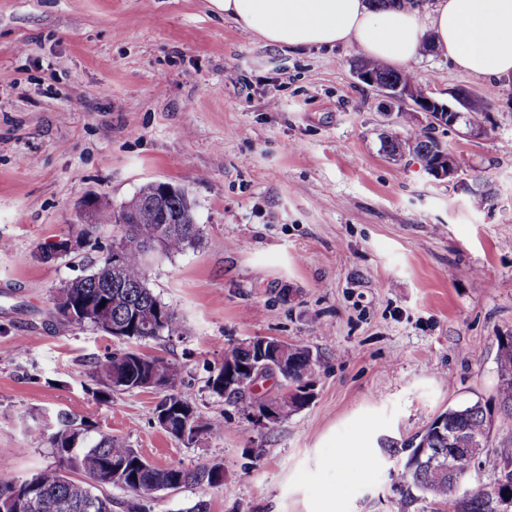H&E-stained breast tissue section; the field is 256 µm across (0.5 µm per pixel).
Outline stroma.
<instances>
[{"label": "stroma", "mask_w": 512, "mask_h": 512, "mask_svg": "<svg viewBox=\"0 0 512 512\" xmlns=\"http://www.w3.org/2000/svg\"><path fill=\"white\" fill-rule=\"evenodd\" d=\"M353 46L284 50L209 0H0V460L13 478L52 465L32 430L63 409L90 437L125 439L151 463H221L219 486L159 493L153 512H399L389 453L447 408L495 396L498 336L512 332V77L437 53L405 66L428 96L483 98L487 133L438 128L456 183L379 135L400 105L361 83ZM149 181L183 187L200 245L155 261L149 286L187 336L141 343L182 369L198 414L223 431L187 444L153 410L161 392L103 398L92 363L122 342L60 323L53 296L115 236L71 254L89 200L120 206ZM267 336L319 358L314 395L261 425L207 380L237 341ZM359 467L342 466L347 454Z\"/></svg>", "instance_id": "stroma-1"}]
</instances>
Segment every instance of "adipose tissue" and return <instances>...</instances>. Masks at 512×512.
Masks as SVG:
<instances>
[{
    "label": "adipose tissue",
    "instance_id": "1",
    "mask_svg": "<svg viewBox=\"0 0 512 512\" xmlns=\"http://www.w3.org/2000/svg\"><path fill=\"white\" fill-rule=\"evenodd\" d=\"M225 19L280 48L353 44L401 65L424 39L463 71L512 76V0H435L431 12L390 0H210Z\"/></svg>",
    "mask_w": 512,
    "mask_h": 512
}]
</instances>
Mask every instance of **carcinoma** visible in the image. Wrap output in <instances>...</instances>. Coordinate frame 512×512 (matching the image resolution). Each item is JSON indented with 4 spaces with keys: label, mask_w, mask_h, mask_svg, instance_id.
<instances>
[{
    "label": "carcinoma",
    "mask_w": 512,
    "mask_h": 512,
    "mask_svg": "<svg viewBox=\"0 0 512 512\" xmlns=\"http://www.w3.org/2000/svg\"><path fill=\"white\" fill-rule=\"evenodd\" d=\"M356 67L364 70L378 86L408 89L419 99H426L424 88L407 72L393 71L374 60L360 57ZM402 132L382 137V149L391 158H401L404 152L418 159L424 169L432 174L444 168L448 143L435 135L436 126L429 124L417 129L397 113ZM136 206V220L131 224L115 223V209L108 205L94 208V224L80 230L84 239L92 236L98 227L112 225L118 229L117 239L125 248V263L120 283L105 288L108 269L107 256H101L91 273L73 279V287L59 288L54 295V306L63 307L78 299L110 302L109 318L114 325L130 323L140 316L151 317L155 324L118 337L120 341L143 342L161 337L181 338L187 335L186 326L175 309L164 303L150 288L148 267L144 261L147 241L160 224L161 210L165 209L177 218L173 230L167 236L163 252L167 257L181 254L199 245L202 230L197 228L194 215L195 203L186 202L182 195L160 196L153 182L142 185L130 200ZM290 350L288 368L279 372V378L288 389H296L295 395L282 398L281 419L298 412L305 404L301 391L314 384L317 364L311 351L304 345H288ZM497 386L495 401L497 411L488 403L477 400L473 403L448 408L440 416L448 420V430L457 433L462 445L474 440V447L482 452H492L497 460L494 480L474 488L473 496L465 499L455 497L450 473H461L463 463L448 440L427 428L404 445L395 448L392 455L405 452L404 469L401 473L403 485L399 489L401 512H408L416 501L432 506L443 505L455 512H500L504 495L512 497V440L490 448L489 439L494 414L500 422H512V334L497 338ZM153 370L164 380V396L155 410L180 406L190 412L186 420L188 439L201 433L224 429V424L212 421L201 422L196 414L192 394L181 389V369L174 363L157 356L137 354L123 350L107 354L95 361L94 373L106 392L130 391L139 388L145 371ZM241 410L249 419L267 401L265 396L254 393L235 395ZM37 436L51 449L56 465L42 468L22 479L7 476L8 465L0 464V506L4 512H87L84 503H97L94 512H112V496L103 492L107 487H117L132 493L127 503V512H152L151 502L160 490H177L190 482L207 480L219 485L224 479L223 467L214 463L198 471H189L178 466L159 467L143 458L136 449L124 440L110 434H102L93 442L87 441V425L76 416L59 411L50 431L42 429ZM114 464H124L129 469L128 478L119 483L112 480L110 469Z\"/></svg>",
    "instance_id": "cac0c4a2"
}]
</instances>
